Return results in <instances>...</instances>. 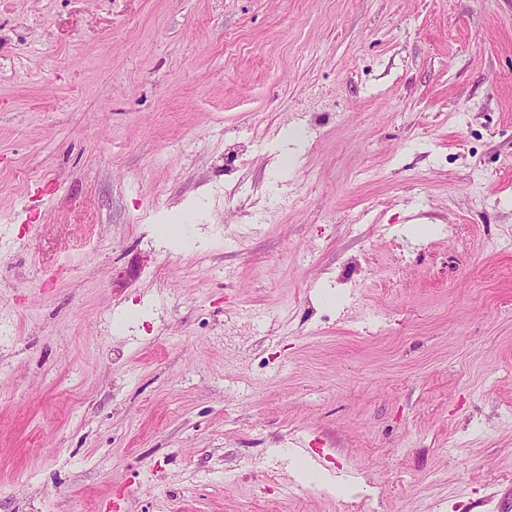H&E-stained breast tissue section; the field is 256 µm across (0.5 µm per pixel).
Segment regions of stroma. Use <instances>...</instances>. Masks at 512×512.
Here are the masks:
<instances>
[{"instance_id": "stroma-1", "label": "stroma", "mask_w": 512, "mask_h": 512, "mask_svg": "<svg viewBox=\"0 0 512 512\" xmlns=\"http://www.w3.org/2000/svg\"><path fill=\"white\" fill-rule=\"evenodd\" d=\"M0 512H512V0L0 8Z\"/></svg>"}]
</instances>
